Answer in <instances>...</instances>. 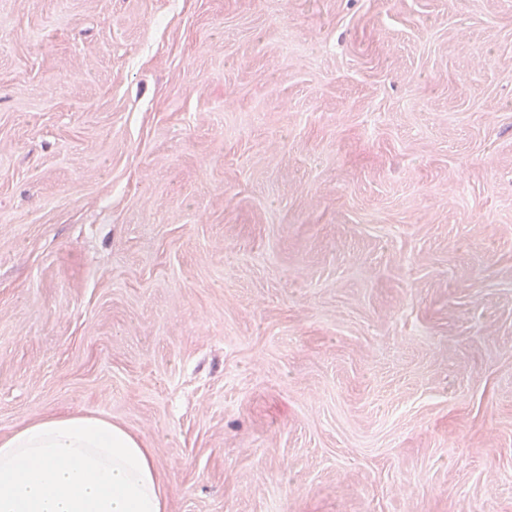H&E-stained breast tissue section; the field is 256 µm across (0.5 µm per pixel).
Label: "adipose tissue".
<instances>
[{
	"label": "adipose tissue",
	"mask_w": 512,
	"mask_h": 512,
	"mask_svg": "<svg viewBox=\"0 0 512 512\" xmlns=\"http://www.w3.org/2000/svg\"><path fill=\"white\" fill-rule=\"evenodd\" d=\"M152 449L103 417L43 418L0 437V512H166Z\"/></svg>",
	"instance_id": "obj_1"
}]
</instances>
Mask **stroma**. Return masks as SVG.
<instances>
[{"instance_id": "35a3bbf8", "label": "stroma", "mask_w": 512, "mask_h": 512, "mask_svg": "<svg viewBox=\"0 0 512 512\" xmlns=\"http://www.w3.org/2000/svg\"><path fill=\"white\" fill-rule=\"evenodd\" d=\"M167 512H512V0H0V436ZM152 448L103 417L65 414L0 437V512H166Z\"/></svg>"}]
</instances>
